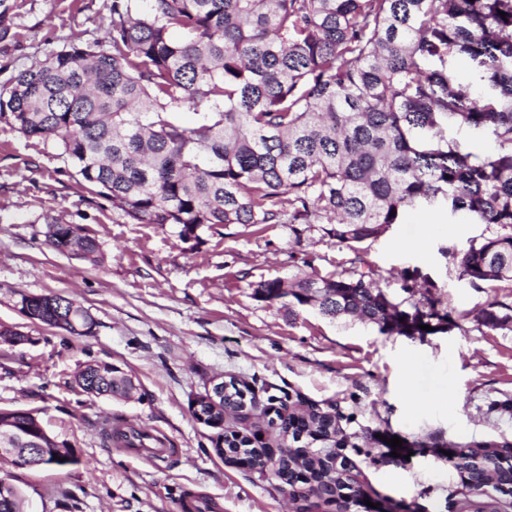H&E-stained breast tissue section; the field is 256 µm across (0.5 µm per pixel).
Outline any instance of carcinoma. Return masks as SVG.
Returning <instances> with one entry per match:
<instances>
[{
    "instance_id": "obj_1",
    "label": "carcinoma",
    "mask_w": 512,
    "mask_h": 512,
    "mask_svg": "<svg viewBox=\"0 0 512 512\" xmlns=\"http://www.w3.org/2000/svg\"><path fill=\"white\" fill-rule=\"evenodd\" d=\"M507 16H501V13ZM465 54L476 82H462L452 59ZM194 108V127L175 117ZM27 137L54 138L87 189L104 195L141 224H178L181 236L219 224L336 225L342 243L376 238L402 223L407 210L442 198L451 213L493 224L495 235L471 241L460 276L474 287L512 281V0H112L106 44L73 45L50 54L0 88V116ZM487 135L493 148L463 145L446 131ZM288 210H283V197ZM51 246L96 263V238L70 224L48 227ZM262 298H292L337 317H357L382 331L414 332L399 317L439 316L407 310L371 281L294 277L261 282ZM72 300L20 294L37 321L85 336L95 326ZM490 328L512 316L492 303L479 312ZM89 397H127L133 377L96 360L73 379ZM280 430H321L322 419ZM22 435L42 442L44 466L78 463L33 410H0ZM229 456L262 450L225 441ZM484 460L452 462L473 483L486 479ZM303 464L326 495L343 490L327 460L280 447L277 475L289 483ZM20 489L0 493V512H22Z\"/></svg>"
}]
</instances>
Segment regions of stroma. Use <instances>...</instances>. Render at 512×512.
Returning <instances> with one entry per match:
<instances>
[{
	"label": "stroma",
	"instance_id": "35a3bbf8",
	"mask_svg": "<svg viewBox=\"0 0 512 512\" xmlns=\"http://www.w3.org/2000/svg\"><path fill=\"white\" fill-rule=\"evenodd\" d=\"M13 2L0 87L112 28V0ZM52 224L84 228L102 260L52 248ZM493 232L436 204L353 245L321 224L299 236L288 224H221L186 241L176 225L138 223L89 193L57 141L24 136L0 116V323L35 339L0 345V409L37 411L79 456L63 470L0 464V478L21 489L27 512H178L190 491L222 497L224 512H333L305 484L289 487L215 451L221 432L279 448L270 413L316 406L335 417L367 498L352 512H472L451 453L512 442V328L478 318L490 303L512 308V285L475 288L459 274V254ZM413 269L428 283L403 290ZM368 270L404 307L437 299L446 320L405 336L256 294L269 279ZM23 292L74 299L94 318L92 333L31 323L17 306ZM90 360L132 374L136 391L121 399L74 391V373ZM230 378L251 388L252 417H226L220 429L195 420L192 400ZM107 418L157 436L167 454L144 459L110 444L100 429ZM393 436L403 456H392Z\"/></svg>",
	"mask_w": 512,
	"mask_h": 512
}]
</instances>
